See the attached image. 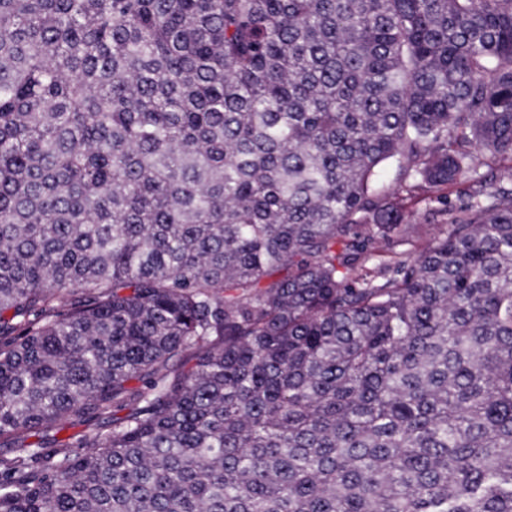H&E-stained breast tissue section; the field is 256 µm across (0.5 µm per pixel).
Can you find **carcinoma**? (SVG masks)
<instances>
[{"label": "carcinoma", "mask_w": 512, "mask_h": 512, "mask_svg": "<svg viewBox=\"0 0 512 512\" xmlns=\"http://www.w3.org/2000/svg\"><path fill=\"white\" fill-rule=\"evenodd\" d=\"M505 157L512 0H0V512H512ZM438 195L448 197V223L450 222L451 212L460 210L470 201L471 187L470 182L460 181L448 186H442L438 189ZM404 204L406 206V221H407V222L405 221L404 225H407L408 231L413 236H416L422 230V227H424L425 224H413V223H411V221L409 223L408 221L410 220L411 215L414 214V217L422 218L424 216V214L427 211H429V209H434L436 207H439V204L435 203V202L410 200V199L405 200Z\"/></svg>", "instance_id": "1"}]
</instances>
